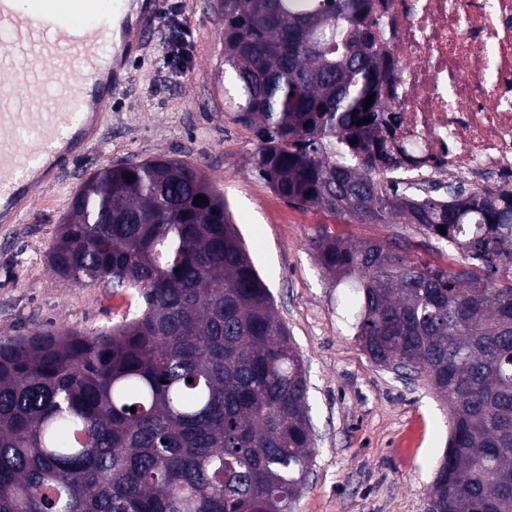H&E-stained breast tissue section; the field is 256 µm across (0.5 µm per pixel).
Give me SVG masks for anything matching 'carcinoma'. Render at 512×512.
<instances>
[{"label":"carcinoma","mask_w":512,"mask_h":512,"mask_svg":"<svg viewBox=\"0 0 512 512\" xmlns=\"http://www.w3.org/2000/svg\"><path fill=\"white\" fill-rule=\"evenodd\" d=\"M372 10L222 0L224 102L259 141L251 173L280 197L412 224L464 255L448 270L325 224L309 240L322 272L358 290L360 349L448 401L436 512H512V190L458 184L439 199L380 179L418 160L395 144ZM47 260L73 284L132 288L143 306L95 332L0 340V512H290L315 454L307 377L198 168L156 157L95 171Z\"/></svg>","instance_id":"obj_1"}]
</instances>
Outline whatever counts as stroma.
<instances>
[{
  "instance_id": "obj_1",
  "label": "stroma",
  "mask_w": 512,
  "mask_h": 512,
  "mask_svg": "<svg viewBox=\"0 0 512 512\" xmlns=\"http://www.w3.org/2000/svg\"><path fill=\"white\" fill-rule=\"evenodd\" d=\"M216 0H166L98 142L19 223H0V339L69 326L94 331L142 305L134 291L56 276L47 251L82 182L98 169L164 155L197 165L224 196L309 379L316 453L292 512H427L448 441L449 407L420 380L374 364L357 345L356 294L325 276L308 245L319 225L352 242L401 237L443 268L462 256L409 224L349 221L278 197L247 166L258 141L224 110Z\"/></svg>"
}]
</instances>
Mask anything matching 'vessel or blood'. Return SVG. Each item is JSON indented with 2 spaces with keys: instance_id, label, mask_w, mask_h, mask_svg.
Segmentation results:
<instances>
[{
  "instance_id": "vessel-or-blood-1",
  "label": "vessel or blood",
  "mask_w": 512,
  "mask_h": 512,
  "mask_svg": "<svg viewBox=\"0 0 512 512\" xmlns=\"http://www.w3.org/2000/svg\"><path fill=\"white\" fill-rule=\"evenodd\" d=\"M164 0H0V223L100 136Z\"/></svg>"
}]
</instances>
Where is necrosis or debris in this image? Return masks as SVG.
<instances>
[{"label":"necrosis or debris","instance_id":"4bbe7bcc","mask_svg":"<svg viewBox=\"0 0 512 512\" xmlns=\"http://www.w3.org/2000/svg\"><path fill=\"white\" fill-rule=\"evenodd\" d=\"M413 180L512 178V0H373Z\"/></svg>","mask_w":512,"mask_h":512}]
</instances>
